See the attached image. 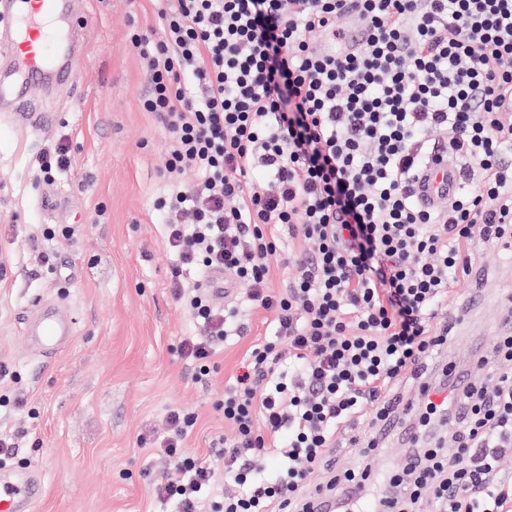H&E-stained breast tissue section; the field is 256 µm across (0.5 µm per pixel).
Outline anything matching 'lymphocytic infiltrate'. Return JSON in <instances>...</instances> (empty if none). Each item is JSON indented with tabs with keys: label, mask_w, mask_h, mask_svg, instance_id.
<instances>
[{
	"label": "lymphocytic infiltrate",
	"mask_w": 512,
	"mask_h": 512,
	"mask_svg": "<svg viewBox=\"0 0 512 512\" xmlns=\"http://www.w3.org/2000/svg\"><path fill=\"white\" fill-rule=\"evenodd\" d=\"M370 34H343L347 0H175L163 37H134L151 91L144 111L171 135L176 179L156 199L173 260L174 297L202 326L181 343L196 382L237 335L234 307L215 308L187 272L221 271L251 287L272 331L247 351L221 409L232 428L217 454L235 485L211 483L186 453L194 415L173 410L149 439L171 467L153 485L172 512H512L500 476L512 450V332L497 337L491 386L449 385L450 330L437 323L475 240L512 260V0H356ZM479 171V187L429 209L415 180L439 140ZM261 181H254V174ZM312 242L286 288L269 287L283 227ZM421 383L415 439L441 420L450 442L412 449L381 474L369 463L398 390ZM374 409L357 466L324 469L344 426Z\"/></svg>",
	"instance_id": "obj_1"
}]
</instances>
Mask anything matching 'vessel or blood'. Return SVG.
Wrapping results in <instances>:
<instances>
[{
	"instance_id": "1",
	"label": "vessel or blood",
	"mask_w": 512,
	"mask_h": 512,
	"mask_svg": "<svg viewBox=\"0 0 512 512\" xmlns=\"http://www.w3.org/2000/svg\"><path fill=\"white\" fill-rule=\"evenodd\" d=\"M69 0H8L0 23L6 27L0 34V53L8 58L10 77L0 82V100L27 101L34 87L40 86L54 69L56 57L50 52L52 43L76 41L68 11ZM368 37V29L357 10H350L341 51L358 48ZM463 174L459 167L445 160H432L419 174L416 189L419 200L435 208L452 200L461 190ZM72 332L66 316H43L39 324V340L46 348H54ZM43 482L34 471L12 470L0 466V512H33Z\"/></svg>"
}]
</instances>
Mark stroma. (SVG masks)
<instances>
[{
    "mask_svg": "<svg viewBox=\"0 0 512 512\" xmlns=\"http://www.w3.org/2000/svg\"><path fill=\"white\" fill-rule=\"evenodd\" d=\"M74 4L82 27L75 77L66 91H39L60 121L32 130L0 112V395L25 402L0 408V433H19L15 466L43 478L35 512H169L152 494L168 463L142 439L162 433L170 410L197 416L186 448L226 484L213 448L230 428L217 405L271 316L237 286L230 300L242 333L217 352L212 380L194 381L180 345L198 325L172 295L154 209L169 180L168 133L142 108L147 66L131 43L136 35L161 39L159 13L170 0ZM60 145L70 166L40 177L38 160ZM46 193L56 195L57 209L43 207ZM46 228L53 239H42ZM473 264L486 271V287L473 291L470 276H461L437 320L451 328L448 361L481 380L478 357L512 325V264L480 241ZM36 300L77 318L50 359L27 337Z\"/></svg>",
    "mask_w": 512,
    "mask_h": 512,
    "instance_id": "1",
    "label": "stroma"
}]
</instances>
